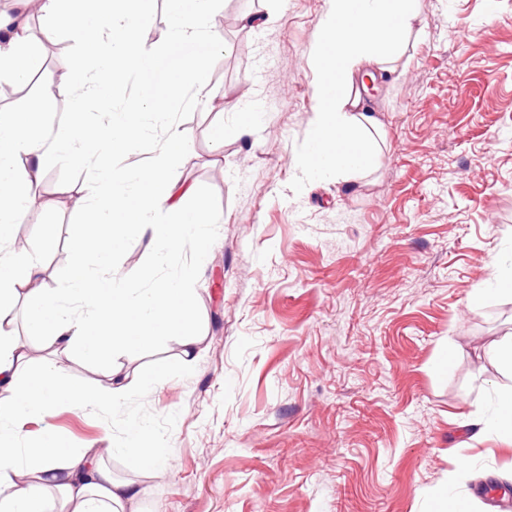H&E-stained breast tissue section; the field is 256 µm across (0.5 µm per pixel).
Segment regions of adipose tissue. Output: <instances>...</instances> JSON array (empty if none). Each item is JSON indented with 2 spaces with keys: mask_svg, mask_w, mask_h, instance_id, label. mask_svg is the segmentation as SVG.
I'll return each instance as SVG.
<instances>
[{
  "mask_svg": "<svg viewBox=\"0 0 512 512\" xmlns=\"http://www.w3.org/2000/svg\"><path fill=\"white\" fill-rule=\"evenodd\" d=\"M17 15L0 13V78L23 81L35 58L26 48L30 10L49 17L55 27L89 45L98 65L73 71L63 83L47 79L41 103L49 105L67 90L74 106L72 121L54 132L32 115L0 109V512H48L47 492L61 495L73 512H134L142 494L133 483L114 479L105 464V449L66 448L54 434H46L31 449V462L22 465L15 447L17 427L47 404L66 402L79 408L108 407L127 433L130 462L137 468L167 464L164 449L146 446L138 420L127 412L128 389L119 381L105 389L67 381L54 359L28 373V348L13 333L12 304L32 297L29 311L32 334L44 335L55 356L77 355L94 362L118 347L135 355L161 336L178 337L180 366L192 365L199 336L193 330L195 292L189 277L164 280L145 293L130 288V275L112 271L113 257L125 245L126 226L150 234L162 248L190 246L197 261H205L210 246L211 216L194 206L196 188L171 181L168 166L183 146L180 131L167 125L150 166L135 175L138 189L127 193V174L110 160L144 133V118L167 117L185 90L208 96L204 55L185 59L168 85L157 94L133 102L125 111L106 114L98 124H83L86 102L116 91L123 71H143L153 53L135 37L152 14L155 0H113L108 10H81L67 0H19ZM216 0H167L173 23L171 46L207 41L222 49L210 22ZM421 11L420 0H329L320 27L323 40L316 49L319 78L314 85L311 146L300 172L310 180L329 167L337 171L362 165L374 156L368 136L378 127L376 116L361 111L359 97L340 92L336 84H354L363 69L390 72L403 40ZM63 154L71 162L98 161V177L90 187L86 214L88 233L78 242L74 270L66 295L47 287L41 267L29 251L15 247L14 224L26 205L41 192V168L49 155Z\"/></svg>",
  "mask_w": 512,
  "mask_h": 512,
  "instance_id": "adipose-tissue-1",
  "label": "adipose tissue"
}]
</instances>
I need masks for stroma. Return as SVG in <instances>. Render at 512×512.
Segmentation results:
<instances>
[{
	"label": "stroma",
	"instance_id": "obj_1",
	"mask_svg": "<svg viewBox=\"0 0 512 512\" xmlns=\"http://www.w3.org/2000/svg\"><path fill=\"white\" fill-rule=\"evenodd\" d=\"M421 2L394 74L368 93L380 124L371 165L303 184L328 0H219L211 97L176 102L185 147L169 170L212 212L208 261L196 267L190 247L161 249L133 226L112 261L120 274L138 268L140 292L191 275L199 357L177 367L168 337L135 357L60 360L70 382L97 387L162 367L125 402L171 465L134 469L111 410L66 403L22 423L18 447L51 430L66 447L107 449L114 478L145 490L136 512H428L447 483L474 512H512V444L478 424L512 386L489 353L512 337V295L493 289L512 251V0ZM247 14L258 24L243 25ZM31 27L44 75H67L80 44L42 17ZM170 29L158 0L140 26L155 52L148 71L88 102L85 122L152 95L179 58L208 52L200 41L169 53ZM162 135L149 121L115 167L147 168ZM97 173L92 160H49L13 227L39 251L48 287L68 286L86 231L78 201ZM47 224L57 236L44 252ZM450 346L454 365L440 369ZM464 457L474 467L457 471Z\"/></svg>",
	"mask_w": 512,
	"mask_h": 512
}]
</instances>
